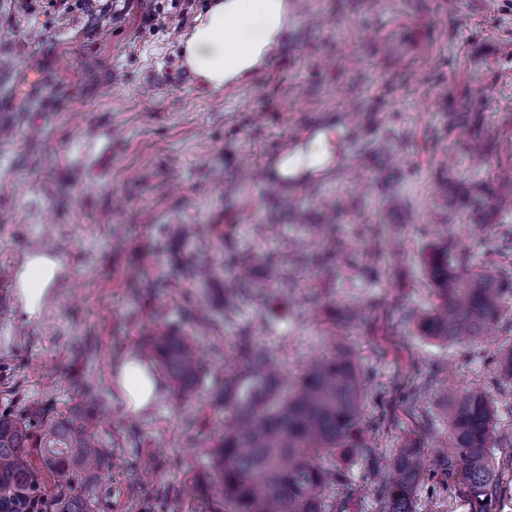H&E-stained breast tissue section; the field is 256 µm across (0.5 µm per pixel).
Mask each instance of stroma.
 <instances>
[{
    "label": "stroma",
    "instance_id": "stroma-1",
    "mask_svg": "<svg viewBox=\"0 0 512 512\" xmlns=\"http://www.w3.org/2000/svg\"><path fill=\"white\" fill-rule=\"evenodd\" d=\"M288 5L276 56L220 92L181 55L206 0L67 13L0 0V277L40 244L63 266L38 315L0 300V413L86 412L107 453L95 512H202L224 427L214 394L244 336L287 377L330 340L347 347L383 453L409 434L445 438L446 383L487 387L496 458L512 455V382L493 365L512 345V301L497 334L471 344L433 343L415 320L437 302L432 248L512 275V209L498 206L512 199V0ZM346 110L363 137L354 164L315 183L298 171L290 198L273 190L269 157L291 146L328 162ZM315 121L332 134L308 132ZM232 261L249 275L228 322ZM164 328L195 336L198 379L187 392L165 381L130 412L114 372L133 354L157 363Z\"/></svg>",
    "mask_w": 512,
    "mask_h": 512
}]
</instances>
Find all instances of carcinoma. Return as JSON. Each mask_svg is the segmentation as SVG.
<instances>
[{
	"instance_id": "1",
	"label": "carcinoma",
	"mask_w": 512,
	"mask_h": 512,
	"mask_svg": "<svg viewBox=\"0 0 512 512\" xmlns=\"http://www.w3.org/2000/svg\"><path fill=\"white\" fill-rule=\"evenodd\" d=\"M426 272L438 304L418 314L422 336L448 345L493 335L512 297L511 276L460 267L438 251L429 254ZM156 349L162 369L187 390L197 373L195 340L162 333ZM272 365L269 353L253 350L239 375L224 381V435L213 445L205 488L225 512H348L353 476L346 461L356 457L373 459L380 512H416L427 484L467 496L472 512H493L512 455L503 463L493 457L496 412L487 388L445 392L450 431L437 448L408 437L381 460L363 436L365 389L346 347L331 344L289 380ZM495 365L512 381V347ZM104 455L81 413L47 417L36 431L30 418L1 413L0 512H27L45 476L62 488L55 512H94L93 479Z\"/></svg>"
}]
</instances>
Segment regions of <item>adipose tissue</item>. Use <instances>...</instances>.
I'll return each mask as SVG.
<instances>
[{
  "label": "adipose tissue",
  "mask_w": 512,
  "mask_h": 512,
  "mask_svg": "<svg viewBox=\"0 0 512 512\" xmlns=\"http://www.w3.org/2000/svg\"><path fill=\"white\" fill-rule=\"evenodd\" d=\"M288 29V0H210L182 44L183 62L200 82L219 91L245 82L279 48ZM59 260L31 253L16 281L29 315H37L53 287ZM119 400L137 413L150 407L161 389L151 367L132 356L114 378Z\"/></svg>",
  "instance_id": "adipose-tissue-1"
}]
</instances>
